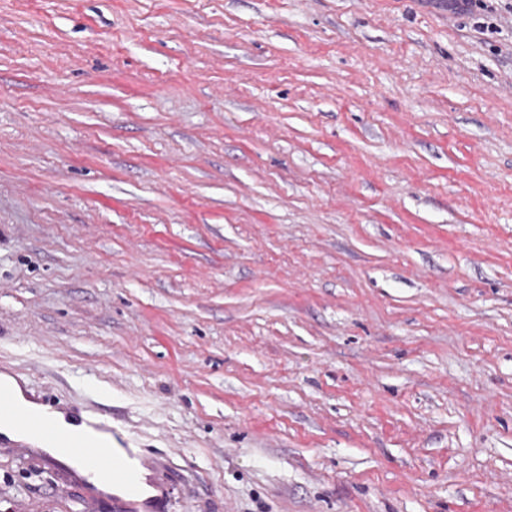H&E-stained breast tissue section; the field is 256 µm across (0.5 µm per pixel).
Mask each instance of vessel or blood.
I'll return each mask as SVG.
<instances>
[{
  "instance_id": "vessel-or-blood-1",
  "label": "vessel or blood",
  "mask_w": 512,
  "mask_h": 512,
  "mask_svg": "<svg viewBox=\"0 0 512 512\" xmlns=\"http://www.w3.org/2000/svg\"><path fill=\"white\" fill-rule=\"evenodd\" d=\"M4 416L10 417L20 432L45 438L55 435L49 421L18 411L12 391L0 385V418ZM87 426L99 433V440L74 437L65 445L68 473L85 468L92 471V480L83 484V501L95 502L108 491L117 512H156L157 505L169 496L170 478L149 472L146 449L112 435V416L105 410L93 411Z\"/></svg>"
}]
</instances>
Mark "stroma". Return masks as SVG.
I'll return each mask as SVG.
<instances>
[{"mask_svg": "<svg viewBox=\"0 0 512 512\" xmlns=\"http://www.w3.org/2000/svg\"><path fill=\"white\" fill-rule=\"evenodd\" d=\"M2 373L172 512H512V0H0Z\"/></svg>", "mask_w": 512, "mask_h": 512, "instance_id": "35a3bbf8", "label": "stroma"}]
</instances>
